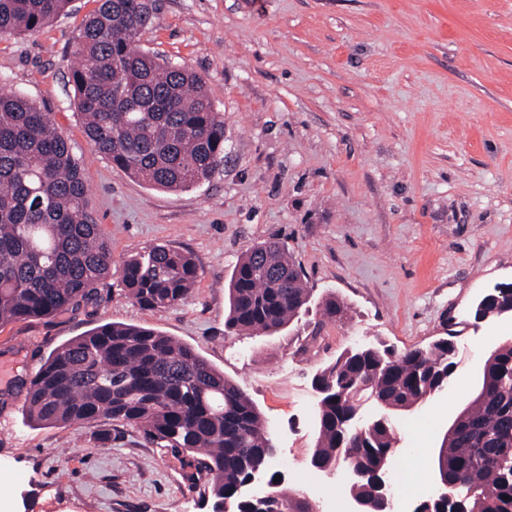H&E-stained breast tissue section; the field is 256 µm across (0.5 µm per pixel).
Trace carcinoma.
I'll return each instance as SVG.
<instances>
[{
    "instance_id": "carcinoma-1",
    "label": "carcinoma",
    "mask_w": 512,
    "mask_h": 512,
    "mask_svg": "<svg viewBox=\"0 0 512 512\" xmlns=\"http://www.w3.org/2000/svg\"><path fill=\"white\" fill-rule=\"evenodd\" d=\"M72 38L74 102L93 150L129 176L169 191L208 179L224 158V121L202 79L140 51L139 31L154 23L145 0H96ZM72 0H0V35L43 27ZM82 166L52 115L16 92L0 93V325L52 317L97 295L112 277V252L89 208ZM127 295L147 310L185 300L197 278L188 252L156 245L122 260ZM310 301L309 288L283 245L250 247L228 284L224 328L273 333ZM512 311V283L498 284L473 307L475 323ZM345 303L322 302V317L341 322ZM452 338L398 352L382 343L343 351L313 380L331 388L318 398L312 454L334 465L349 456L367 476L357 495L370 498L381 459L395 456V417L435 396L453 380ZM470 394L461 431L443 440L453 501L420 503L418 512H512V340L486 358ZM360 394L383 414L361 432L336 420ZM24 407L39 424L112 421L139 429L151 443L185 455L210 475L208 498L235 512H310L309 502L281 487L255 510L235 491L258 468L270 469L274 445L261 412L234 381L191 347L151 328L106 323L54 351L27 387ZM481 490L470 493L471 483Z\"/></svg>"
}]
</instances>
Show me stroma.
<instances>
[{"label":"stroma","instance_id":"obj_1","mask_svg":"<svg viewBox=\"0 0 512 512\" xmlns=\"http://www.w3.org/2000/svg\"><path fill=\"white\" fill-rule=\"evenodd\" d=\"M137 47L204 80L224 120V159L192 187L156 190L89 145L69 81L71 43L95 0L30 32L0 36V88L49 112L80 159L114 262L163 244L198 278L178 305L142 309L119 276L95 300L0 327V358L28 378L68 340L110 322L176 337L238 382L278 448L290 492L325 512L348 485L309 464L312 375L344 350H397L458 333L456 378L398 415L403 454L431 481V456L512 317L474 323L476 301L512 282V0H153ZM285 245L311 290L271 336L224 330L225 288L251 246ZM348 306L341 322L323 300ZM26 391L0 388V512H206V475L134 427L37 425ZM110 432L109 449L94 438ZM416 449L407 458L406 449Z\"/></svg>","mask_w":512,"mask_h":512}]
</instances>
